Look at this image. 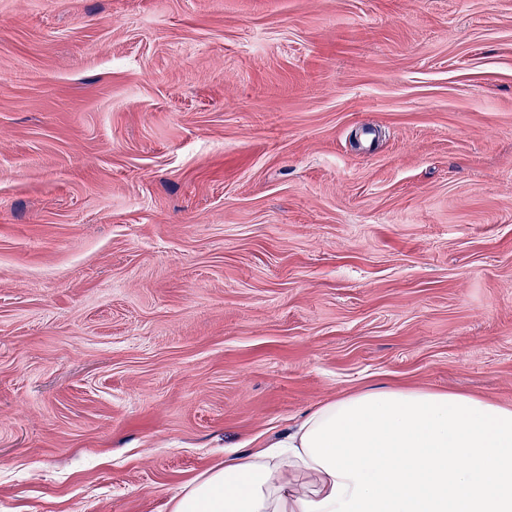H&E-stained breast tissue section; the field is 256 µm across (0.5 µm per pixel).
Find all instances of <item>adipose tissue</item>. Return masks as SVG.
Wrapping results in <instances>:
<instances>
[{"mask_svg":"<svg viewBox=\"0 0 512 512\" xmlns=\"http://www.w3.org/2000/svg\"><path fill=\"white\" fill-rule=\"evenodd\" d=\"M171 512H512V407L399 386L341 395L227 455Z\"/></svg>","mask_w":512,"mask_h":512,"instance_id":"1","label":"adipose tissue"}]
</instances>
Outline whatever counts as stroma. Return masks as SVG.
Returning <instances> with one entry per match:
<instances>
[{
    "label": "stroma",
    "instance_id": "stroma-1",
    "mask_svg": "<svg viewBox=\"0 0 512 512\" xmlns=\"http://www.w3.org/2000/svg\"><path fill=\"white\" fill-rule=\"evenodd\" d=\"M382 383L512 405V0H0V512Z\"/></svg>",
    "mask_w": 512,
    "mask_h": 512
}]
</instances>
